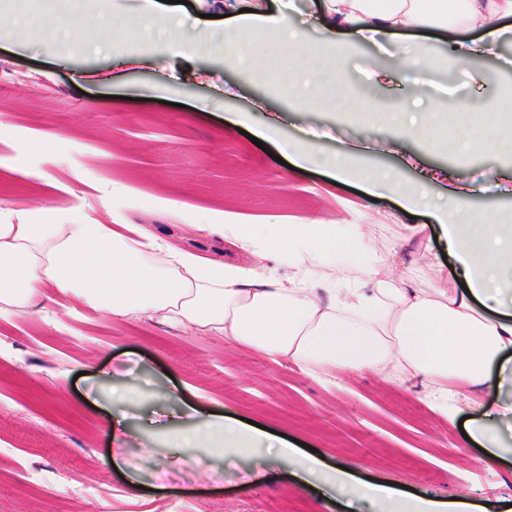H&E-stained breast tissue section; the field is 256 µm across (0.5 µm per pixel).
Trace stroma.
<instances>
[{
	"label": "stroma",
	"instance_id": "obj_1",
	"mask_svg": "<svg viewBox=\"0 0 512 512\" xmlns=\"http://www.w3.org/2000/svg\"><path fill=\"white\" fill-rule=\"evenodd\" d=\"M140 0H53L76 23ZM0 0V194L12 222L141 224L204 259L255 262L213 224L358 225L390 266L418 288H455L439 226L427 209L363 182H337L323 165L277 162L280 139L343 153L351 169L394 171L433 203L467 190L474 210L512 217V158L433 150L376 153L392 137L384 113L401 110L422 84L436 128L454 133L456 102L476 117L512 107V34L494 53L460 60L436 38L404 33L356 44L342 86L356 112H304L272 82L244 77L224 56L225 17L249 8L286 15L306 39L321 37L328 0H190L174 19L201 48L153 46L142 58L98 55L73 38L33 39ZM452 411L431 410V385L404 372L307 370L283 358L146 317L82 318L49 304L0 314V512H368L301 485L274 455L197 449L173 466L170 434L215 416L249 421L300 441L358 482L407 487L411 501L472 503L506 512L512 456L488 465L465 446L461 419L481 418L488 399L448 381ZM426 406L425 416L408 410ZM124 419L112 460L108 416ZM150 447L152 459L141 451ZM141 484L131 498L129 479ZM95 496L81 495L82 487Z\"/></svg>",
	"mask_w": 512,
	"mask_h": 512
}]
</instances>
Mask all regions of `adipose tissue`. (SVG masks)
I'll use <instances>...</instances> for the list:
<instances>
[{"mask_svg":"<svg viewBox=\"0 0 512 512\" xmlns=\"http://www.w3.org/2000/svg\"><path fill=\"white\" fill-rule=\"evenodd\" d=\"M509 17L512 0H336L323 37L306 45L305 57L291 70L277 71V80L286 83L294 70L304 86L331 93L335 74L308 66V57L341 64L356 42L405 30H438L462 58L485 54L506 33L499 20ZM467 29L484 30L486 37L461 40ZM254 36L275 54L298 34L282 15L231 16L224 22L226 57L242 64L240 51ZM394 126L398 138L381 142V149L396 150L403 137L432 147L444 142L421 114L403 113ZM457 136L468 154L512 155V133H503L496 117L476 127L470 113H463ZM434 218L464 290L414 288L405 271L381 275L378 259L352 224L219 225L225 239L293 264L298 276L284 284L253 269L201 260L131 224L121 231L113 224L77 221L0 222V312L23 315L37 304L66 299L115 318L147 314L201 333L220 332L297 363L380 373L398 369L437 383L434 404L444 412L448 377H461L496 399L512 371V304L503 295L504 283L512 280V225L476 214L464 193L436 206ZM340 259L352 261L373 288H346L340 299L323 301L309 278ZM242 440L276 449L289 473L302 481L324 472L319 459L233 421L205 422L182 434L178 446L188 454L206 445L222 455Z\"/></svg>","mask_w":512,"mask_h":512,"instance_id":"ef3b65f1","label":"adipose tissue"}]
</instances>
